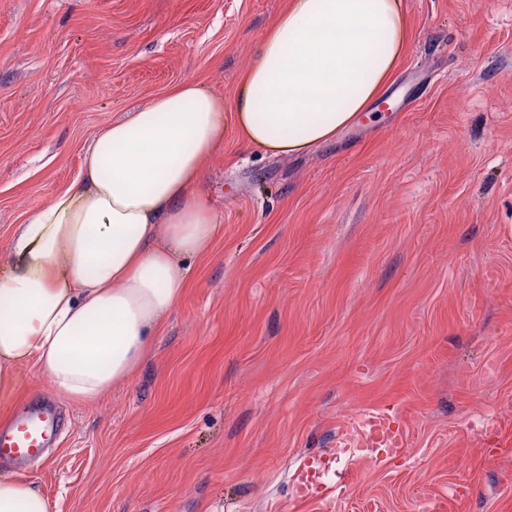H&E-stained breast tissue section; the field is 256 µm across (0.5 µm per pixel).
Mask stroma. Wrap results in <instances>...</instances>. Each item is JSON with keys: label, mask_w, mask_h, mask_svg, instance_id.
Returning <instances> with one entry per match:
<instances>
[{"label": "stroma", "mask_w": 512, "mask_h": 512, "mask_svg": "<svg viewBox=\"0 0 512 512\" xmlns=\"http://www.w3.org/2000/svg\"><path fill=\"white\" fill-rule=\"evenodd\" d=\"M287 5L0 0V263L105 125L186 79L232 100ZM403 7L398 69L332 142L268 156L226 124L211 251L134 374L63 402L19 470L51 512H512V0ZM364 407L409 459L296 502L300 459Z\"/></svg>", "instance_id": "stroma-1"}]
</instances>
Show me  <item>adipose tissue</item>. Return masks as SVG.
I'll return each instance as SVG.
<instances>
[{"instance_id": "adipose-tissue-1", "label": "adipose tissue", "mask_w": 512, "mask_h": 512, "mask_svg": "<svg viewBox=\"0 0 512 512\" xmlns=\"http://www.w3.org/2000/svg\"><path fill=\"white\" fill-rule=\"evenodd\" d=\"M409 38L402 0H289L232 103L187 79L105 126L71 184L27 215L0 267V416L28 365L76 404L132 375L180 302L190 260L219 231L198 182L225 120L244 147L305 154L357 121ZM0 512L50 504L33 480L2 471Z\"/></svg>"}]
</instances>
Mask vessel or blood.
<instances>
[{
    "label": "vessel or blood",
    "mask_w": 512,
    "mask_h": 512,
    "mask_svg": "<svg viewBox=\"0 0 512 512\" xmlns=\"http://www.w3.org/2000/svg\"><path fill=\"white\" fill-rule=\"evenodd\" d=\"M62 422L52 406H28L16 412L9 425L0 426V462H21L40 456ZM407 452L403 431L376 410L365 409L352 419L348 437L324 454L302 458L295 470L298 500L318 503L348 492L354 470L362 463L383 464L385 456Z\"/></svg>",
    "instance_id": "obj_1"
}]
</instances>
